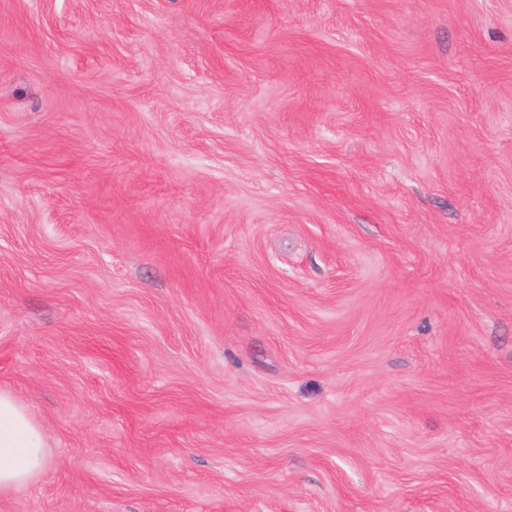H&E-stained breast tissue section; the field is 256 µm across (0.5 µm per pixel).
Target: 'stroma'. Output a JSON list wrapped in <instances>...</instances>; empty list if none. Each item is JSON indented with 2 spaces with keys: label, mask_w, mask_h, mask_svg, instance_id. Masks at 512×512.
<instances>
[{
  "label": "stroma",
  "mask_w": 512,
  "mask_h": 512,
  "mask_svg": "<svg viewBox=\"0 0 512 512\" xmlns=\"http://www.w3.org/2000/svg\"><path fill=\"white\" fill-rule=\"evenodd\" d=\"M0 512H512V0H0ZM42 428L8 393L0 392V494L17 490L46 466Z\"/></svg>",
  "instance_id": "obj_1"
}]
</instances>
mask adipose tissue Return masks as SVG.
<instances>
[{
	"label": "adipose tissue",
	"instance_id": "ef3b65f1",
	"mask_svg": "<svg viewBox=\"0 0 512 512\" xmlns=\"http://www.w3.org/2000/svg\"><path fill=\"white\" fill-rule=\"evenodd\" d=\"M42 428L9 394L0 392V494L19 489L46 466Z\"/></svg>",
	"mask_w": 512,
	"mask_h": 512
}]
</instances>
